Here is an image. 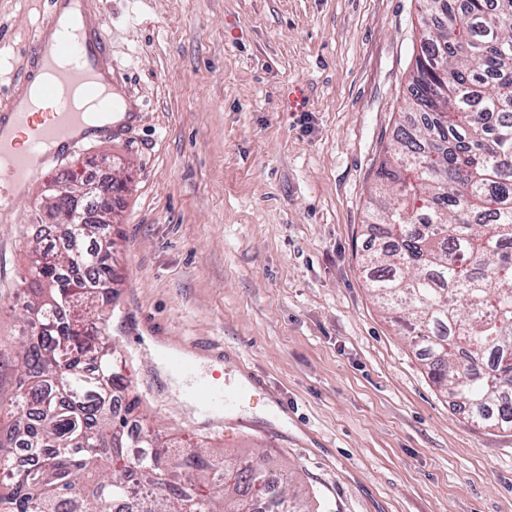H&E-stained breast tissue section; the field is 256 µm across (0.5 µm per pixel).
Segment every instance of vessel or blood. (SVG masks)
Returning a JSON list of instances; mask_svg holds the SVG:
<instances>
[{"label": "vessel or blood", "instance_id": "b4317fda", "mask_svg": "<svg viewBox=\"0 0 512 512\" xmlns=\"http://www.w3.org/2000/svg\"><path fill=\"white\" fill-rule=\"evenodd\" d=\"M70 2L73 24H64L62 13L49 9L28 41L30 57L41 64L40 79H24L23 93L0 104V125L14 119L26 142L20 153L7 151L0 142V173L6 175L8 183L33 179L49 157L51 143L72 142L74 129L86 126L92 111L104 116L112 106L99 82L105 38L87 37L85 0ZM59 29L63 37L51 39V32ZM171 362L187 379L192 399L201 406H215L222 413H231L247 396L266 392L255 378L247 385L223 389L215 382L198 380L189 360L175 355Z\"/></svg>", "mask_w": 512, "mask_h": 512}]
</instances>
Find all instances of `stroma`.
Segmentation results:
<instances>
[{
	"label": "stroma",
	"instance_id": "stroma-1",
	"mask_svg": "<svg viewBox=\"0 0 512 512\" xmlns=\"http://www.w3.org/2000/svg\"><path fill=\"white\" fill-rule=\"evenodd\" d=\"M45 0H0V103ZM137 119L48 161L0 210V358L43 213L71 170L113 176L109 334L163 437L257 450L320 512H512V428L437 390L362 272L375 172L403 121L418 0H86ZM306 93L287 107L293 87ZM262 374L290 411L244 400L238 429L167 382Z\"/></svg>",
	"mask_w": 512,
	"mask_h": 512
}]
</instances>
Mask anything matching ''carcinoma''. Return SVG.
I'll return each instance as SVG.
<instances>
[{"label":"carcinoma","mask_w":512,"mask_h":512,"mask_svg":"<svg viewBox=\"0 0 512 512\" xmlns=\"http://www.w3.org/2000/svg\"><path fill=\"white\" fill-rule=\"evenodd\" d=\"M407 112L377 170L362 258L381 308L401 313L433 383L485 427L512 426V0H421ZM60 248L33 239L19 372L0 408V512H312L264 456L186 449L137 414L118 366L111 207L48 203ZM21 448L36 456L14 466Z\"/></svg>","instance_id":"obj_1"}]
</instances>
